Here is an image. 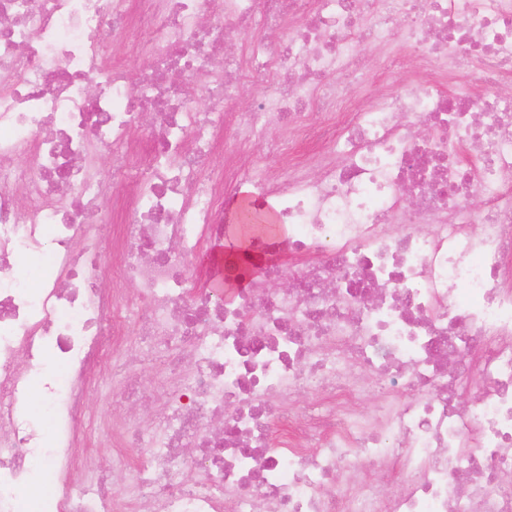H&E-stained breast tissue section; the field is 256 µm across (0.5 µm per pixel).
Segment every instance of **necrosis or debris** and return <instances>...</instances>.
I'll return each mask as SVG.
<instances>
[{"label": "necrosis or debris", "mask_w": 512, "mask_h": 512, "mask_svg": "<svg viewBox=\"0 0 512 512\" xmlns=\"http://www.w3.org/2000/svg\"><path fill=\"white\" fill-rule=\"evenodd\" d=\"M0 512H512V0H0ZM411 68L412 63L407 62L405 68L400 72L382 73L379 71H372L368 85L370 91L373 93H383L397 90L408 79L409 70ZM250 251L253 253H256L253 255V257L241 255L238 258V265L239 268L242 269L240 274H242L245 277V280H250L259 270L262 268V266L266 262V255L260 248V241L259 238L253 237L250 241Z\"/></svg>", "instance_id": "1"}]
</instances>
